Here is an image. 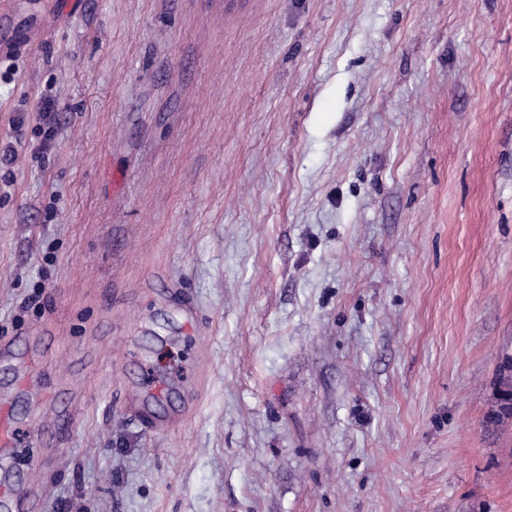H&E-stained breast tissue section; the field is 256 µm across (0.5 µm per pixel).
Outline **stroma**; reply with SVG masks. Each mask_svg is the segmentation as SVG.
<instances>
[{
    "label": "stroma",
    "instance_id": "35a3bbf8",
    "mask_svg": "<svg viewBox=\"0 0 512 512\" xmlns=\"http://www.w3.org/2000/svg\"><path fill=\"white\" fill-rule=\"evenodd\" d=\"M8 144L0 498L512 512V0H11ZM512 364H507L504 369L503 373L501 372L500 377V398H499V404L497 406V410H495L490 417L488 418V421L492 424L500 422L504 420L505 418H511L512 417V380H511V374H507V372H511Z\"/></svg>",
    "mask_w": 512,
    "mask_h": 512
}]
</instances>
